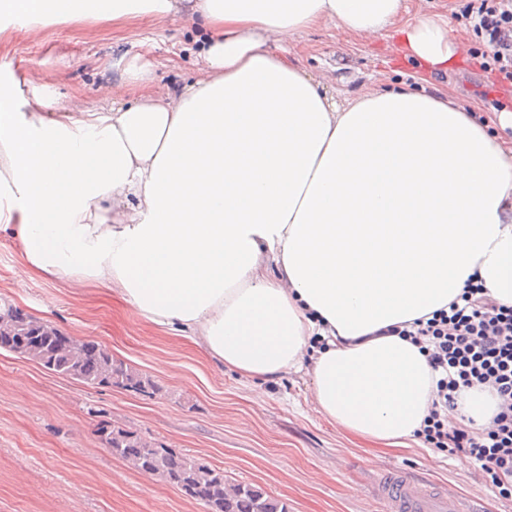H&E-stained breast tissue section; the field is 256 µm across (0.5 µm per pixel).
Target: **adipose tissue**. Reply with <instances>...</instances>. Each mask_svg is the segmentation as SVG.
<instances>
[{
    "label": "adipose tissue",
    "instance_id": "obj_1",
    "mask_svg": "<svg viewBox=\"0 0 512 512\" xmlns=\"http://www.w3.org/2000/svg\"><path fill=\"white\" fill-rule=\"evenodd\" d=\"M55 19L202 21V75L110 111L0 80V229L22 276L94 283L163 330L191 332L246 381L308 370L318 412L383 450L408 447L438 372L391 327L483 284L512 306V145L441 92L336 98L288 52L324 21L397 35L430 78L460 52L406 0H9ZM273 262L268 276L263 261ZM323 347L307 355L313 338ZM463 391L451 420L488 427Z\"/></svg>",
    "mask_w": 512,
    "mask_h": 512
}]
</instances>
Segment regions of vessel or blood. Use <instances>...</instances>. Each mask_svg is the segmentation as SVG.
<instances>
[{"instance_id": "obj_1", "label": "vessel or blood", "mask_w": 512, "mask_h": 512, "mask_svg": "<svg viewBox=\"0 0 512 512\" xmlns=\"http://www.w3.org/2000/svg\"><path fill=\"white\" fill-rule=\"evenodd\" d=\"M375 493L386 512H467L459 491L447 487L419 489L400 470L381 474Z\"/></svg>"}]
</instances>
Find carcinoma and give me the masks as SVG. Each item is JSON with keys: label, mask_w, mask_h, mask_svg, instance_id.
I'll return each mask as SVG.
<instances>
[{"label": "carcinoma", "mask_w": 512, "mask_h": 512, "mask_svg": "<svg viewBox=\"0 0 512 512\" xmlns=\"http://www.w3.org/2000/svg\"><path fill=\"white\" fill-rule=\"evenodd\" d=\"M90 387H117L155 394L159 387L146 375L115 358L107 348L67 336L56 327L0 306V350ZM96 431L112 455L143 474L177 487L207 512H288V502L251 483L232 481L224 470L201 459L178 454L162 442L148 440L120 426H109L98 412Z\"/></svg>", "instance_id": "obj_1"}]
</instances>
